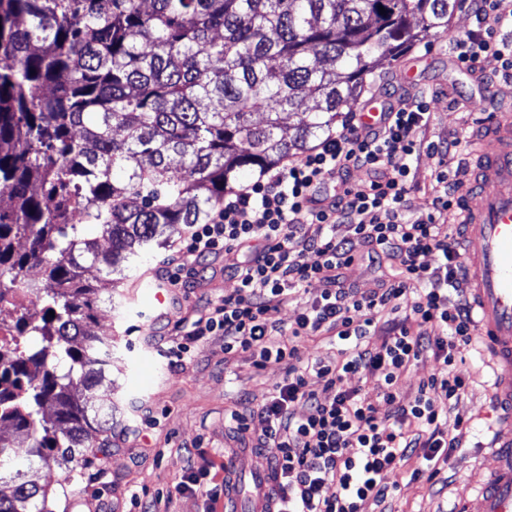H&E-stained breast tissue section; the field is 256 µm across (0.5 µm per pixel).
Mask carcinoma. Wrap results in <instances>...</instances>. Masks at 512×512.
<instances>
[{"instance_id": "obj_1", "label": "carcinoma", "mask_w": 512, "mask_h": 512, "mask_svg": "<svg viewBox=\"0 0 512 512\" xmlns=\"http://www.w3.org/2000/svg\"><path fill=\"white\" fill-rule=\"evenodd\" d=\"M384 8L382 14L379 8ZM457 0H0V320L42 347L0 351V512H49L112 428V342L87 329L86 278L203 224L244 170L307 149L368 75L448 32ZM314 101L305 106L304 100ZM264 109L262 121L253 113ZM295 117L283 134L285 115ZM94 227L107 250L86 237ZM27 248L19 252L15 241ZM42 274L25 279L29 268ZM18 288L40 318L6 301ZM96 404L88 406L86 393Z\"/></svg>"}]
</instances>
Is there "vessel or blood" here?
Segmentation results:
<instances>
[{
  "label": "vessel or blood",
  "instance_id": "vessel-or-blood-1",
  "mask_svg": "<svg viewBox=\"0 0 512 512\" xmlns=\"http://www.w3.org/2000/svg\"><path fill=\"white\" fill-rule=\"evenodd\" d=\"M477 150L473 192L456 214L468 245V295L475 344L492 374L498 422L488 442L495 465L479 477L462 512H512V112L494 113ZM245 512H268L269 468L252 473Z\"/></svg>",
  "mask_w": 512,
  "mask_h": 512
}]
</instances>
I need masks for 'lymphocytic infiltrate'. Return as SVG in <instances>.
Returning a JSON list of instances; mask_svg holds the SVG:
<instances>
[{
	"label": "lymphocytic infiltrate",
	"mask_w": 512,
	"mask_h": 512,
	"mask_svg": "<svg viewBox=\"0 0 512 512\" xmlns=\"http://www.w3.org/2000/svg\"><path fill=\"white\" fill-rule=\"evenodd\" d=\"M465 7L474 26L453 39V58L470 70L512 71V8L502 0H466ZM383 101L380 126L346 113L341 132L317 150L225 194L206 223L190 225L165 264L164 277L176 288L200 259L223 255L238 288L195 321L193 335L223 336L225 351L250 352L259 369L287 366L259 409L266 427L256 440L277 451L279 512H360L364 502L388 499L392 487L383 475L405 459L419 462L412 480L430 481L460 446L441 421L469 385L453 370L454 351L472 332L468 301L452 295L466 268L453 235L435 222L456 206L457 184L440 169L433 214L403 221L410 165L428 120L426 95L387 94ZM356 168L372 172L369 184L350 185ZM361 243L397 259L399 278L367 294L344 287L339 271ZM315 281L323 285L319 299L297 315L287 339L273 340L283 297ZM413 287L418 293L402 309ZM320 331L334 333L338 356L305 362L298 343ZM428 351L442 359L443 372L424 382L414 401H400L401 376ZM353 374L376 381L386 415L345 387ZM319 383L331 398L320 397Z\"/></svg>",
	"instance_id": "1"
}]
</instances>
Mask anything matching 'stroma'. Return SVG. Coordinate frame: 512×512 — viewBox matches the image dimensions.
I'll return each instance as SVG.
<instances>
[{
    "mask_svg": "<svg viewBox=\"0 0 512 512\" xmlns=\"http://www.w3.org/2000/svg\"><path fill=\"white\" fill-rule=\"evenodd\" d=\"M473 20L457 9L448 33L421 43L405 53L396 70L375 72L366 78L361 94L369 100L378 87L397 92L398 71L410 72L413 89H425L429 125L421 136L425 145L411 164L410 191L405 217L415 220L431 213L437 193L439 156L428 144L460 140L459 151L448 158L454 181L467 177L470 143L478 123L496 104L512 105V78L491 76L477 90L448 56V44L468 29ZM184 225L165 233L167 243L150 257L112 275L90 270L98 286L90 305L91 332L112 341V404L115 408L111 436L105 446L84 451L72 480L53 486L47 500L49 512H130L132 506L152 512H207L223 503H210L206 492L224 455L237 445L228 418L246 416L252 434L265 423L256 409L274 386L282 382L281 363L256 369L250 353L225 352L220 336L191 338L194 321L233 294L238 283L224 270L223 257L204 261L187 278L177 302L164 319H155L139 281L159 277L164 259L181 245ZM357 259L342 270L346 287L368 293L393 280L395 261H370L365 245L356 248ZM454 370L470 385L448 414V432L461 442L447 469L430 482L409 481L412 463L403 475H387L395 490L385 503L363 504L362 512H454L472 488L478 472L488 470L493 459L486 447L495 420L490 406V370L471 345H458Z\"/></svg>",
    "mask_w": 512,
    "mask_h": 512,
    "instance_id": "1",
    "label": "stroma"
}]
</instances>
